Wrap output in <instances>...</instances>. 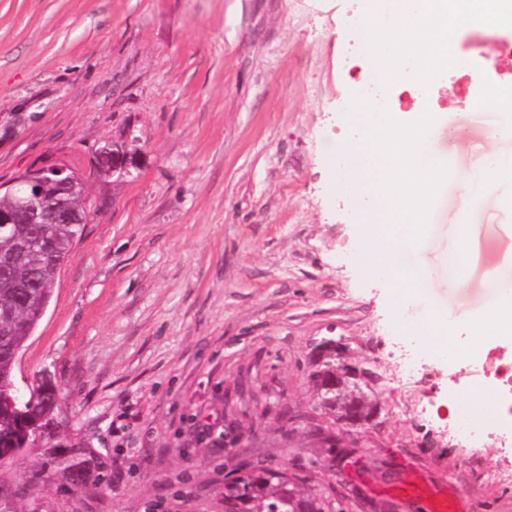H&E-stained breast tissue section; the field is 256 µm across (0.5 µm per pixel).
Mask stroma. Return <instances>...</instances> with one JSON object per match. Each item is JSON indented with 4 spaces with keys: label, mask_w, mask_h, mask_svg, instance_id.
Segmentation results:
<instances>
[{
    "label": "stroma",
    "mask_w": 512,
    "mask_h": 512,
    "mask_svg": "<svg viewBox=\"0 0 512 512\" xmlns=\"http://www.w3.org/2000/svg\"><path fill=\"white\" fill-rule=\"evenodd\" d=\"M346 0H0V188L63 164L92 215L15 369L50 375L59 404L0 461V512H224L242 467L285 468L337 512H418L415 480L460 512H512V447L462 438L455 408L512 420L487 340L459 375L399 328L388 284L358 251L353 202L325 145L351 119ZM430 97L462 128L450 152L476 172L475 104ZM126 139L130 174L101 182L94 152ZM488 227L448 309L478 310L512 247V210L448 185L437 215ZM368 372L357 426L320 405L321 344Z\"/></svg>",
    "instance_id": "35a3bbf8"
}]
</instances>
